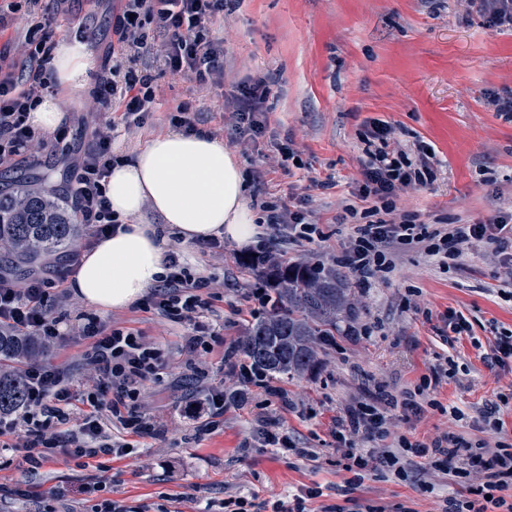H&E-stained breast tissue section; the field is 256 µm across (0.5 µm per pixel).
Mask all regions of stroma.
I'll return each mask as SVG.
<instances>
[{
	"mask_svg": "<svg viewBox=\"0 0 512 512\" xmlns=\"http://www.w3.org/2000/svg\"><path fill=\"white\" fill-rule=\"evenodd\" d=\"M120 0H39L38 17L49 19L57 38L87 43L97 69L112 65V18ZM26 24L7 14L0 27V70L24 77ZM224 40V85H199L166 71L155 53L139 67L157 77L155 110L147 123L118 129L114 154L133 157L156 134L171 130L170 114L185 105L198 128L227 137L229 114L222 103L246 72L268 75L267 130L257 144L235 146L250 201L309 195V210L322 230L307 242L287 230L261 228L273 253L290 262L338 266L352 226L346 207L364 210L359 198L361 162L369 123L381 120L410 159L429 152L433 178L400 191L397 206L431 230L470 224L512 212V112L490 105L512 90V28L488 25L486 15L462 0H240L212 27ZM93 86L76 98L48 146L13 169L0 168V190L39 181L63 195L67 170L62 153L78 158L92 144L98 115L90 109ZM292 139L301 167L278 168L276 145ZM262 179H255V172ZM191 270L217 281L218 300L207 314L218 336L209 353L189 355L188 327L129 307L102 312L109 325L141 331L169 365L163 381L145 382L140 412L151 427L136 435L112 422L106 434L132 451L93 460L58 455L31 469L22 452L0 456V512H94L105 499L139 512H203L206 505L245 494L253 512H273L276 500L306 487L320 488L311 512L334 505L357 512L370 503L386 512H437L448 496L478 487L479 473L459 479L424 460L407 457L403 476L369 467L354 473L336 450L331 432L363 404L386 408L417 395L421 408L393 417L387 438L350 435L356 452L381 455L399 437L429 441L450 432L496 451L512 445V360L495 361L497 336L512 334V269L493 246L473 245L445 267L423 248L398 250L396 268L384 278L357 285V319L326 345L319 366L295 379L276 380L285 400L243 382L240 363L228 351L264 310L254 293L257 280L241 265L255 244L225 240L223 251L170 237ZM461 314L468 331L447 326L448 311ZM83 342L63 336L39 348L36 362L66 370L77 385L96 379L83 364ZM452 362V377L420 390L422 377ZM238 393L224 405V424L197 432L188 416L192 403L214 389ZM501 430H494V420ZM287 438L283 448L264 446L265 431Z\"/></svg>",
	"mask_w": 512,
	"mask_h": 512,
	"instance_id": "stroma-1",
	"label": "stroma"
}]
</instances>
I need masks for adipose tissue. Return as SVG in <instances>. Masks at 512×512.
Here are the masks:
<instances>
[{
	"label": "adipose tissue",
	"instance_id": "adipose-tissue-1",
	"mask_svg": "<svg viewBox=\"0 0 512 512\" xmlns=\"http://www.w3.org/2000/svg\"><path fill=\"white\" fill-rule=\"evenodd\" d=\"M53 68L56 90L30 115L39 131L60 127L94 60L86 45L64 38ZM107 196L120 224L111 237L82 254L72 286L75 294L103 309L127 308L154 285L164 271L169 235L187 244L213 236L246 244L257 233L240 163L209 135H155L131 162L113 169ZM146 208L156 223H140Z\"/></svg>",
	"mask_w": 512,
	"mask_h": 512
}]
</instances>
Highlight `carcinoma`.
Segmentation results:
<instances>
[{"label": "carcinoma", "mask_w": 512, "mask_h": 512, "mask_svg": "<svg viewBox=\"0 0 512 512\" xmlns=\"http://www.w3.org/2000/svg\"><path fill=\"white\" fill-rule=\"evenodd\" d=\"M80 231L73 213L49 191L23 185L0 194V247L19 269L46 253L75 246ZM242 266L266 287L268 310L248 326L229 355L242 360L262 382L313 371L323 345L342 323L357 316L351 281L331 266L283 262L273 256L245 257ZM36 351L29 337L0 330V362L20 361ZM27 389L22 374L0 371V414L22 407Z\"/></svg>", "instance_id": "1"}]
</instances>
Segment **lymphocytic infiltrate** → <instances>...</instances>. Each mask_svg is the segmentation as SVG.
<instances>
[{"mask_svg": "<svg viewBox=\"0 0 512 512\" xmlns=\"http://www.w3.org/2000/svg\"><path fill=\"white\" fill-rule=\"evenodd\" d=\"M227 6V0H122L112 23L114 63L99 75L93 94V108L104 120L92 132L91 147L69 168L66 192L74 203L78 223L85 229L82 249H93L118 224L107 196V179L120 163L112 151V135L120 125H144L156 103L155 75L137 66L141 52L151 45V34L162 33L156 47L171 73L192 74L203 85L221 84L224 45L213 38L211 29ZM56 47L50 24L31 25L24 45L31 68L24 82L0 78L1 168L47 146L45 139L35 135L29 115L47 87L44 70ZM270 93L269 82L259 75H246L237 83L228 121L229 144L253 142L264 133ZM114 109L120 111V120L110 118ZM366 154L360 196L370 206L363 212L364 222L355 225L341 258L362 282L393 272L398 247H422L443 264L459 259L465 247L476 242L492 245L503 254L512 251V217L508 215L431 232L415 223L412 216L398 214V192L425 184L429 170L413 163L407 151L392 141L386 123L373 121ZM308 201L304 195L285 203L261 202L262 221L273 229L288 228L300 239L315 240L322 232L306 209ZM66 280L63 272L48 276L35 272L21 282L0 274V327L20 336L55 342L62 319L52 314L48 300L51 290L64 287ZM213 284V279L193 273L172 250L146 302L147 309L164 319L194 327V335L186 340L187 352L210 350L216 337L215 330L202 323L216 297ZM71 330L87 342L81 359L96 372V383L76 390L63 369L33 363L23 370L28 393L22 411L12 417L0 415V449L24 451L34 469L62 453L89 460L102 454L124 456V443L105 442L101 420L108 416L123 429L143 434L141 385L147 380L162 381L168 368L161 350L142 333L108 327L97 314L78 315ZM76 401L85 407L83 426L80 433L71 434L65 426L69 408ZM407 454L446 472L459 460L480 466L484 478L480 501L451 496L440 512H512V449L499 448L487 459L450 433L429 441L402 437L384 462L392 470H401V460Z\"/></svg>", "mask_w": 512, "mask_h": 512, "instance_id": "lymphocytic-infiltrate-1", "label": "lymphocytic infiltrate"}]
</instances>
